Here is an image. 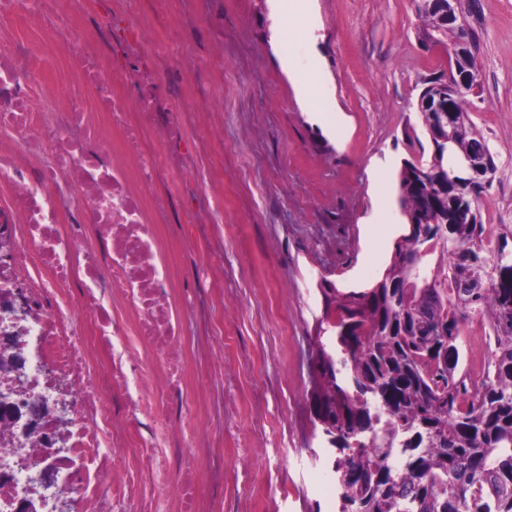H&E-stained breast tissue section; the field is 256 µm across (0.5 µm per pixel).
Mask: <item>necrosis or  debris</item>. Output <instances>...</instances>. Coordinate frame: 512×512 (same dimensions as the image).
<instances>
[{
    "label": "necrosis or debris",
    "instance_id": "1",
    "mask_svg": "<svg viewBox=\"0 0 512 512\" xmlns=\"http://www.w3.org/2000/svg\"><path fill=\"white\" fill-rule=\"evenodd\" d=\"M112 58L70 29L75 91L45 74L30 46L0 50V299L22 301L15 329L30 345L32 392L65 404V444L23 438L22 422H0V512L18 499L57 512L74 499L112 512L114 498L146 481L173 492L174 512H204L209 435L176 418L198 415L200 387L188 384L185 306L171 241L161 229L171 170L194 179L202 156L183 150L185 113L165 110L163 89L187 96L182 56L158 67L147 20L112 15ZM106 244V263L93 258ZM54 472L40 488V470Z\"/></svg>",
    "mask_w": 512,
    "mask_h": 512
}]
</instances>
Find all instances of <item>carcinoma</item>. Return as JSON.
Instances as JSON below:
<instances>
[{
  "label": "carcinoma",
  "mask_w": 512,
  "mask_h": 512,
  "mask_svg": "<svg viewBox=\"0 0 512 512\" xmlns=\"http://www.w3.org/2000/svg\"><path fill=\"white\" fill-rule=\"evenodd\" d=\"M454 99L453 154L483 157L484 137ZM408 223L448 214L446 156L420 155L399 173ZM427 252L396 242L370 288L321 289L327 327L312 357L314 414L334 437L337 512H512V282L490 272L512 225H435ZM456 250L449 251V246ZM486 320L491 351L475 386L459 368L462 325ZM455 349L444 364V340Z\"/></svg>",
  "instance_id": "cac0c4a2"
}]
</instances>
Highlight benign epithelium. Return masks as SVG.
<instances>
[{
    "label": "benign epithelium",
    "instance_id": "7a95c632",
    "mask_svg": "<svg viewBox=\"0 0 512 512\" xmlns=\"http://www.w3.org/2000/svg\"><path fill=\"white\" fill-rule=\"evenodd\" d=\"M472 0H439L440 11L436 14L434 32L438 33L445 26L455 28L458 34V47L450 51L452 67L448 69L442 81L426 87L418 100V111L431 112L438 118L440 127L451 125L448 112L451 111L450 100L463 90L477 94L481 88V69L478 62L479 48L476 47L478 28L474 23L477 10L471 6ZM449 171L468 174L473 180H480L487 187L493 181L496 169L490 161V154L476 160L470 157L454 158L449 162ZM478 208L462 199L454 219L472 224L478 221ZM0 339L8 343L12 352L0 355V371L4 373V386L0 389V411L7 417L18 418L16 401L25 397L23 404L27 411V428L25 435L37 431L40 417L49 409L55 411V435L60 442L65 441L66 428L69 424L67 410L58 403H49L47 399L27 396L28 383L25 358L21 349L14 348L17 336L5 330L0 332Z\"/></svg>",
    "mask_w": 512,
    "mask_h": 512
}]
</instances>
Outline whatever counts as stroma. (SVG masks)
Instances as JSON below:
<instances>
[{
  "instance_id": "35a3bbf8",
  "label": "stroma",
  "mask_w": 512,
  "mask_h": 512,
  "mask_svg": "<svg viewBox=\"0 0 512 512\" xmlns=\"http://www.w3.org/2000/svg\"><path fill=\"white\" fill-rule=\"evenodd\" d=\"M117 3L129 16L149 15L162 45L177 26L192 30L194 94L175 106L213 113L224 126L201 174L224 183L215 215L223 238L192 222L212 200L177 173L161 175L194 362L205 364L220 343L233 364L210 374L200 421L184 423L224 444L204 480L222 512H330V445L312 424L321 288H368L382 275L404 232L397 176L427 139L417 100L448 57L423 42L414 0H312L309 28L282 13L281 0H59L54 25L83 28L110 55ZM477 18L482 88L467 110L497 165L481 212L484 223L512 225V0H479ZM280 25L291 37L277 36ZM46 39L23 9L0 12V48ZM296 69L311 79L318 111L306 108ZM208 240L224 267L218 292L197 273L207 259L198 245ZM222 298L236 305L224 322Z\"/></svg>"
}]
</instances>
